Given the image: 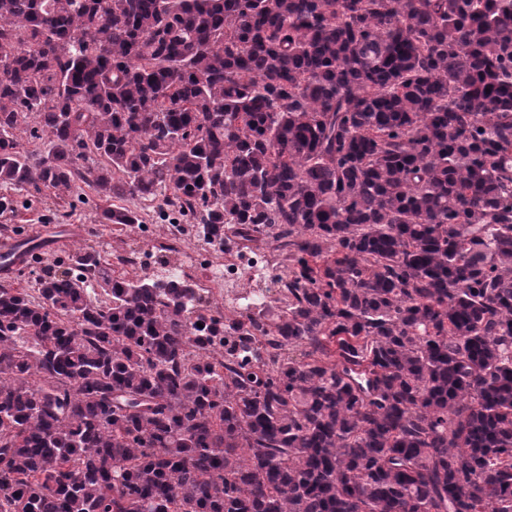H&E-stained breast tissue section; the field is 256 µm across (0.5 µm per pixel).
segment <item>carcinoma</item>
Segmentation results:
<instances>
[{
    "label": "carcinoma",
    "mask_w": 512,
    "mask_h": 512,
    "mask_svg": "<svg viewBox=\"0 0 512 512\" xmlns=\"http://www.w3.org/2000/svg\"><path fill=\"white\" fill-rule=\"evenodd\" d=\"M2 59L1 185L287 275L1 282L0 512H512V0H0Z\"/></svg>",
    "instance_id": "obj_1"
}]
</instances>
